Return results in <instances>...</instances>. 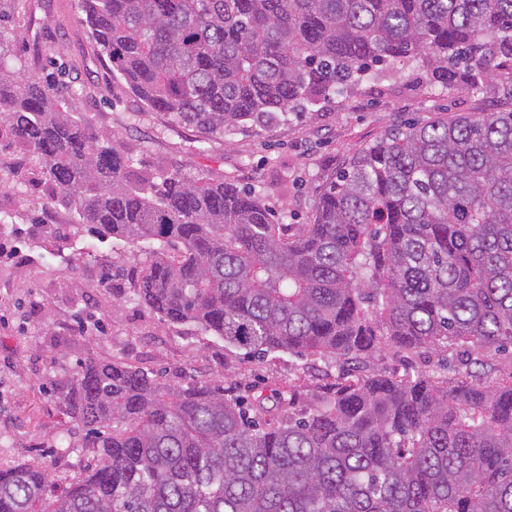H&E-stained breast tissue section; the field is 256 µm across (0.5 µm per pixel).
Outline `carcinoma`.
Here are the masks:
<instances>
[{
    "label": "carcinoma",
    "instance_id": "cac0c4a2",
    "mask_svg": "<svg viewBox=\"0 0 512 512\" xmlns=\"http://www.w3.org/2000/svg\"><path fill=\"white\" fill-rule=\"evenodd\" d=\"M128 89L206 135L307 111L411 59L445 86L512 75V0H78ZM0 29V129L101 238L152 245L134 293L258 358L336 361L296 409L87 358L57 387L97 463L0 468V512H512V111L395 125L294 233L205 171L137 172L72 86L19 77ZM431 351L403 376L364 362Z\"/></svg>",
    "mask_w": 512,
    "mask_h": 512
}]
</instances>
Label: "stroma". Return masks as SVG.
<instances>
[{
  "label": "stroma",
  "instance_id": "obj_1",
  "mask_svg": "<svg viewBox=\"0 0 512 512\" xmlns=\"http://www.w3.org/2000/svg\"><path fill=\"white\" fill-rule=\"evenodd\" d=\"M21 34L9 44L12 66L79 88L71 107L93 115L122 150L144 168L163 164L206 170L254 187L286 223H312L326 180L344 160L400 120L425 121L512 108V81L441 87L418 63L377 71L304 113L264 125L203 136L161 112H151L114 75L76 11L75 0H27ZM0 158L22 182L0 189V466L39 463L64 479L79 468L60 457L58 439L71 427L55 392L80 361L120 359L156 372L166 383L223 381L225 388L254 385L271 395L295 383L299 406L329 392L332 361L276 353L258 361L195 326L173 325L134 295L140 258L116 239L78 229L54 202L27 156L0 142ZM119 268L101 286L103 265Z\"/></svg>",
  "mask_w": 512,
  "mask_h": 512
}]
</instances>
